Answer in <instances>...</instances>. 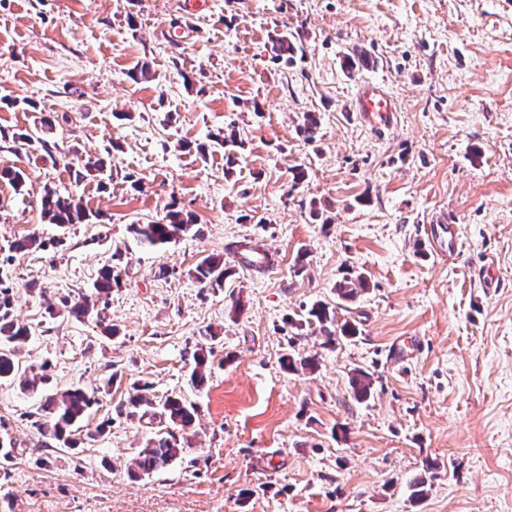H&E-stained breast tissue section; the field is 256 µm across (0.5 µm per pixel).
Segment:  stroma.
<instances>
[{
	"label": "stroma",
	"instance_id": "obj_1",
	"mask_svg": "<svg viewBox=\"0 0 512 512\" xmlns=\"http://www.w3.org/2000/svg\"><path fill=\"white\" fill-rule=\"evenodd\" d=\"M282 31L302 37L289 62L271 50ZM356 49L370 66L345 67ZM367 80L398 107L380 132L350 112ZM45 110L46 149L10 140ZM230 126L243 148L211 147ZM0 130V168L28 175L0 181V283L33 328L20 370L47 375L34 396L0 382L15 445L0 512H512V0H0ZM106 154L109 175L76 179ZM48 186L98 221L47 223ZM173 208L197 219L179 241L129 232ZM436 224L458 239L438 259L423 241ZM33 233L41 247L8 253ZM246 239L276 266L241 267ZM212 254L233 274L202 289L190 272ZM117 255L122 282L99 300ZM351 270L366 290L338 301ZM85 297L84 320L45 313ZM318 301L358 336L323 347L303 325ZM287 354L318 368L287 371ZM356 369L374 381L364 403ZM136 382L199 409L191 448L138 479L158 424L122 414ZM72 387L95 390L89 423L110 427L42 447L37 406ZM373 386V378L369 372L362 369L353 370L350 377V387L356 401L368 400L372 396Z\"/></svg>",
	"mask_w": 512,
	"mask_h": 512
}]
</instances>
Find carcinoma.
<instances>
[{
	"label": "carcinoma",
	"mask_w": 512,
	"mask_h": 512,
	"mask_svg": "<svg viewBox=\"0 0 512 512\" xmlns=\"http://www.w3.org/2000/svg\"><path fill=\"white\" fill-rule=\"evenodd\" d=\"M272 50L278 59H290L299 50L297 37L288 32L277 34L272 40ZM306 140H316L319 133V122L311 113L303 116L299 127ZM110 161L106 157L90 158L83 169L76 173L82 179L93 172H102L108 168ZM43 218L50 224L63 226L66 224H89L98 215L89 211L81 201L72 196H61L52 188L44 190L41 200ZM194 225V219L180 211L171 210L165 218L147 224H132L130 232L142 243L151 246H166L177 242L187 234ZM238 255L241 263L258 270L261 262H269V257L259 256L260 248L250 240L238 244ZM229 269L224 263L209 256L202 259L195 267L194 278L202 288H214L224 285ZM122 272L116 265L104 267L96 282L97 297L108 303L112 288L120 286ZM366 280L359 275L347 277L337 288L338 299L352 301L365 290ZM15 295L11 287L0 282V381H13L19 371L15 361V353L25 345L31 337L29 326L14 320L13 309ZM307 323L315 326L325 337V343L334 344L342 339H350L358 335V328L352 322L342 324L336 321V310L329 304L318 301L307 312ZM195 369L191 377L194 388L206 387L208 379L202 367L207 364L208 355L205 348L195 354ZM283 368L289 371L314 369L316 358L304 357L295 359L286 357L282 360ZM353 398L357 401L368 400L373 393L372 375L362 369H355L350 377ZM135 394L128 404L141 416L159 420L163 427L152 432L140 448L134 459V470L131 477L139 478L166 468L181 455L189 446L188 434L193 427L197 407L186 401L179 394H169L156 401L151 397V386L147 383L134 386ZM95 403L94 394L82 388L68 389L56 396L45 399L39 407V417L35 426L41 443L47 448H77L82 444L95 442L102 437L109 427L110 420H104L91 429L85 423L88 410Z\"/></svg>",
	"instance_id": "obj_1"
}]
</instances>
